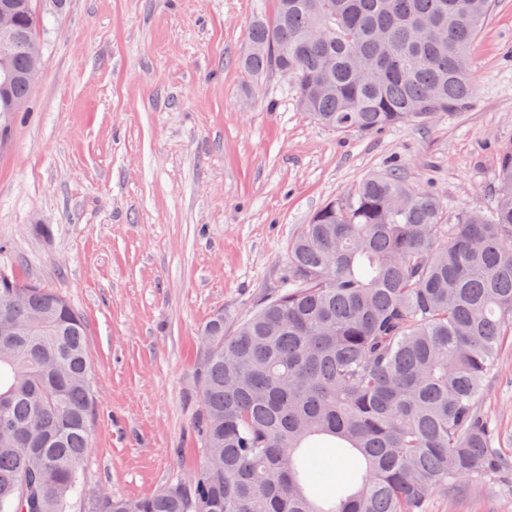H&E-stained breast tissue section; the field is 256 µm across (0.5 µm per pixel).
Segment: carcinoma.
<instances>
[{
  "instance_id": "1",
  "label": "carcinoma",
  "mask_w": 512,
  "mask_h": 512,
  "mask_svg": "<svg viewBox=\"0 0 512 512\" xmlns=\"http://www.w3.org/2000/svg\"><path fill=\"white\" fill-rule=\"evenodd\" d=\"M495 0H275L249 23L241 67L288 73L297 106L342 136L426 125L473 93L470 52ZM18 37L0 73L22 79L36 0H0ZM19 292L16 308L6 296ZM190 479L87 512H426L433 491L509 458L482 410L512 338V142L489 210L446 222L398 167L367 175L288 243L279 286L233 332L203 330ZM93 411L84 319L49 288L0 275V512H65ZM336 448L339 478L307 449Z\"/></svg>"
}]
</instances>
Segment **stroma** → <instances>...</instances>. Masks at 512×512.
Listing matches in <instances>:
<instances>
[{
  "label": "stroma",
  "instance_id": "35a3bbf8",
  "mask_svg": "<svg viewBox=\"0 0 512 512\" xmlns=\"http://www.w3.org/2000/svg\"><path fill=\"white\" fill-rule=\"evenodd\" d=\"M271 0H67L39 22L41 76L0 128V272L52 289L86 321L88 493L152 495L202 460L194 366L203 325L233 330L279 281L324 203L400 165L448 218L494 204L512 141V0L473 50L461 113L340 137L290 81L238 59ZM483 409L512 435V347ZM427 512H512V474L461 479Z\"/></svg>",
  "mask_w": 512,
  "mask_h": 512
}]
</instances>
